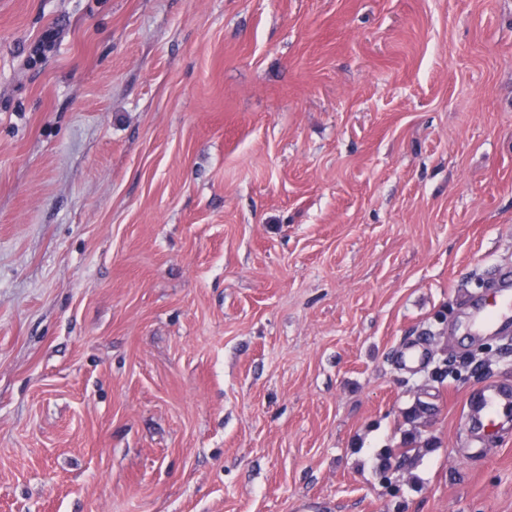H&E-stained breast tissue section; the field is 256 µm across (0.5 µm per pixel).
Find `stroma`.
<instances>
[{
    "instance_id": "obj_1",
    "label": "stroma",
    "mask_w": 512,
    "mask_h": 512,
    "mask_svg": "<svg viewBox=\"0 0 512 512\" xmlns=\"http://www.w3.org/2000/svg\"><path fill=\"white\" fill-rule=\"evenodd\" d=\"M500 267L512 0H0V512H512ZM497 283L494 292L473 304L467 327L470 336L492 331L500 322L512 318V272H502ZM511 408L512 396L489 386L483 393L482 407L476 420L483 428L492 430L496 427L501 412Z\"/></svg>"
}]
</instances>
